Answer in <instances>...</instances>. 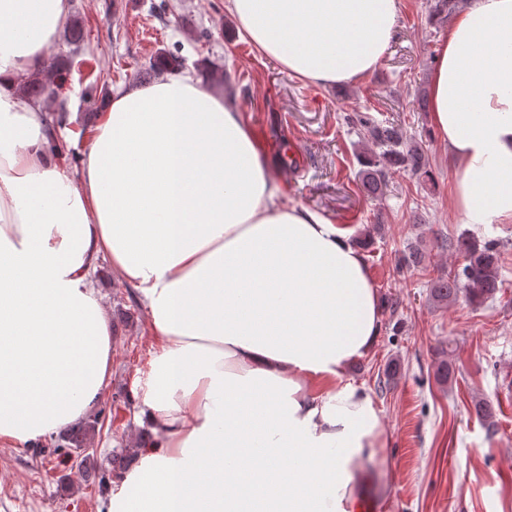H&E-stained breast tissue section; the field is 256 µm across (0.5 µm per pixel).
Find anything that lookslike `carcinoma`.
I'll return each mask as SVG.
<instances>
[{
	"instance_id": "carcinoma-1",
	"label": "carcinoma",
	"mask_w": 512,
	"mask_h": 512,
	"mask_svg": "<svg viewBox=\"0 0 512 512\" xmlns=\"http://www.w3.org/2000/svg\"><path fill=\"white\" fill-rule=\"evenodd\" d=\"M461 0H430L429 20L438 23L452 15ZM71 65L68 57H59L45 70L32 74L21 83L22 95L27 99L60 97L65 84V74ZM180 66L179 57L170 52L158 53L149 68L140 71L142 79L168 71H176ZM346 122L361 137H370L379 148L360 158L359 180L366 192L374 198H382L387 189L388 172L391 169L410 171L423 182L433 181L431 169L422 143L407 138L403 131L393 125H380L371 118L355 113ZM498 242L486 240L471 243L466 247V262L461 270L448 277L436 279L430 288V298L438 305L464 294L475 302L494 297L502 284L501 267L498 262ZM100 415L65 431L59 438L57 447L82 449L90 446L97 432ZM131 457L125 448L112 449V468L119 475L128 468Z\"/></svg>"
}]
</instances>
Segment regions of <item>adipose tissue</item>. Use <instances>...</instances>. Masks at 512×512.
I'll return each instance as SVG.
<instances>
[{
    "mask_svg": "<svg viewBox=\"0 0 512 512\" xmlns=\"http://www.w3.org/2000/svg\"><path fill=\"white\" fill-rule=\"evenodd\" d=\"M243 35L313 85L373 74L400 0H226ZM68 0H0V446L41 445L112 377L94 275L130 286L157 351L131 398L139 452L106 512H365L383 444L348 369L382 308L362 251L289 204L239 108L190 76L117 93L75 173L24 102ZM433 132L462 223H512V0H470L433 54Z\"/></svg>",
    "mask_w": 512,
    "mask_h": 512,
    "instance_id": "1",
    "label": "adipose tissue"
}]
</instances>
